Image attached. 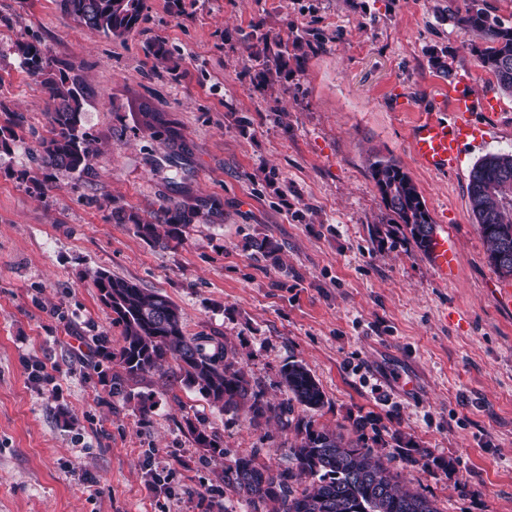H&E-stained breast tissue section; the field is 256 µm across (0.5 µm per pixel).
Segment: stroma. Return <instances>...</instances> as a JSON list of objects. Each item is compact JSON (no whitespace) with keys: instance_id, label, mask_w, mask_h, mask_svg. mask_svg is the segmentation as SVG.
<instances>
[{"instance_id":"1","label":"stroma","mask_w":512,"mask_h":512,"mask_svg":"<svg viewBox=\"0 0 512 512\" xmlns=\"http://www.w3.org/2000/svg\"><path fill=\"white\" fill-rule=\"evenodd\" d=\"M447 3L147 0L145 33L121 41L55 0H0V127L14 134L0 150V512H251L225 490L223 461L201 463L189 419L227 456L256 448L272 470L289 465L295 433L278 417L250 427L155 374L132 387L151 395L147 415L108 394L95 339L121 337L92 285L99 270L169 297L187 333L220 337L272 403L287 398L280 366L302 361L326 396L317 422L370 418L368 444L441 512H512V308L497 300L512 279L490 266L467 191L477 161L512 152V95L482 67L475 36L443 19ZM311 29L322 47L256 85L244 35ZM34 35L53 67L82 78L81 125L97 149L90 175L53 169L39 191L20 174L38 171L50 101L15 51ZM151 41L166 43L169 66ZM462 76L499 108L474 113L482 138L457 170L434 174L410 131ZM146 99L181 146L146 127ZM378 159L410 175L447 234L448 279L391 230L369 172ZM194 199L219 212L176 247L112 218L118 207L160 224ZM264 238L276 259L257 250Z\"/></svg>"}]
</instances>
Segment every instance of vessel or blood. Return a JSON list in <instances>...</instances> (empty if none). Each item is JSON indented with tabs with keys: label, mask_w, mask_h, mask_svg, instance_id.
Here are the masks:
<instances>
[{
	"label": "vessel or blood",
	"mask_w": 512,
	"mask_h": 512,
	"mask_svg": "<svg viewBox=\"0 0 512 512\" xmlns=\"http://www.w3.org/2000/svg\"><path fill=\"white\" fill-rule=\"evenodd\" d=\"M443 99L453 115L452 121L446 123L433 111H422L412 126L409 142L417 160L438 174L454 170L464 145L481 137L482 128L473 121V113L492 112L497 107L493 99H476L470 91V81L465 77L449 85ZM429 255L439 275L445 276L453 271L455 253L449 248L447 237L435 236L429 247Z\"/></svg>",
	"instance_id": "b4317fda"
}]
</instances>
